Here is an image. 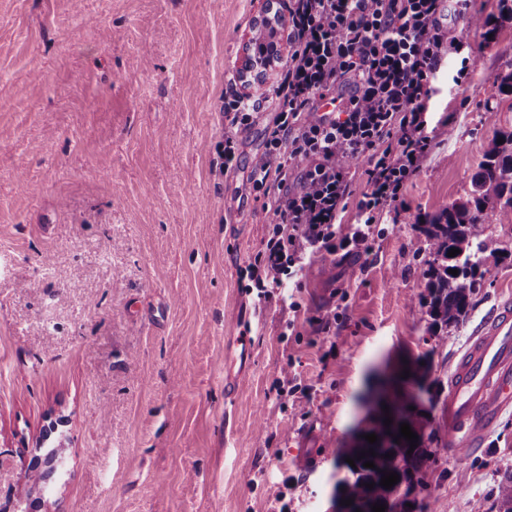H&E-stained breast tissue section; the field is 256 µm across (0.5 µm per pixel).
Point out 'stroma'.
<instances>
[{
    "label": "stroma",
    "mask_w": 512,
    "mask_h": 512,
    "mask_svg": "<svg viewBox=\"0 0 512 512\" xmlns=\"http://www.w3.org/2000/svg\"><path fill=\"white\" fill-rule=\"evenodd\" d=\"M501 0H478L473 64L451 60L431 100V150L369 255L308 254L301 287L249 290L269 238L252 162L274 108L225 166V97H273L285 70L242 78L263 0H0V502L41 512H329L337 449L372 415L380 371L421 395L427 488L416 512H497L512 410L453 457L442 403L461 352L512 297V219L489 211L501 257L446 344L427 331L417 217L466 198L512 70ZM55 451L47 486L31 465Z\"/></svg>",
    "instance_id": "obj_1"
}]
</instances>
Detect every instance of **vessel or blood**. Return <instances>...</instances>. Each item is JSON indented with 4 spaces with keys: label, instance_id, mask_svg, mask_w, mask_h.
Here are the masks:
<instances>
[{
    "label": "vessel or blood",
    "instance_id": "b4317fda",
    "mask_svg": "<svg viewBox=\"0 0 512 512\" xmlns=\"http://www.w3.org/2000/svg\"><path fill=\"white\" fill-rule=\"evenodd\" d=\"M512 409V300L497 304L448 377L443 404L449 454L477 450L483 433Z\"/></svg>",
    "mask_w": 512,
    "mask_h": 512
}]
</instances>
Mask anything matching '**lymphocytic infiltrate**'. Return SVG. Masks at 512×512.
<instances>
[{"label":"lymphocytic infiltrate","mask_w":512,"mask_h":512,"mask_svg":"<svg viewBox=\"0 0 512 512\" xmlns=\"http://www.w3.org/2000/svg\"><path fill=\"white\" fill-rule=\"evenodd\" d=\"M288 13L290 52L274 127L251 178L265 190L270 175L288 177L275 163L301 160L305 168L274 199L272 233L257 259L264 274L254 281L264 298L303 267L307 250L341 249L349 258L371 252L378 220L427 157V112L442 65L465 46L443 22L444 0H291ZM341 81L347 97L335 111L317 113L315 96ZM260 108L241 95L225 101L234 114L225 163L235 160L238 136ZM350 156L365 157L367 182L358 222L346 229L340 215L353 194Z\"/></svg>","instance_id":"f902f5d3"}]
</instances>
